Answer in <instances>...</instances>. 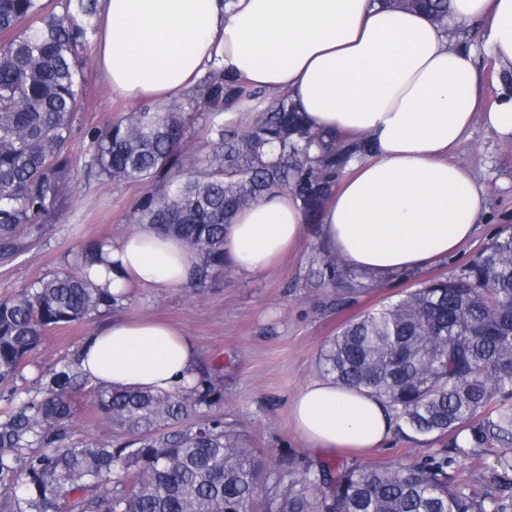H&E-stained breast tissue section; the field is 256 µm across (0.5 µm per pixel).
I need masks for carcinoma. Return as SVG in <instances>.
<instances>
[{
  "instance_id": "1",
  "label": "carcinoma",
  "mask_w": 512,
  "mask_h": 512,
  "mask_svg": "<svg viewBox=\"0 0 512 512\" xmlns=\"http://www.w3.org/2000/svg\"><path fill=\"white\" fill-rule=\"evenodd\" d=\"M448 26L447 0H401ZM60 12H55V8ZM100 0H0V258L26 252L45 219L64 207L77 162L70 153L82 106V52L98 33ZM265 92L223 70L199 81L188 106L140 108L87 130L84 171L141 186L130 215L180 239L196 255L187 287L229 269L224 229L273 191L300 201L319 223L366 138L338 142L312 130L286 97L240 124L200 113L210 144L185 161L190 120L200 104L228 112ZM97 243L69 267L0 297V385L21 376L51 327L79 322L127 300L84 272ZM376 277L339 257H311L310 287L332 288L351 306ZM320 371L366 389L394 409L396 430L446 445L424 462L398 466L325 463L316 470L264 469L240 432L202 415L223 396L203 369L185 393L97 386L115 444L74 442L71 394L84 384L77 364L55 372L39 400L0 421L4 512H512V483L465 485L448 469L460 456L502 449L512 469V233L503 230L458 273L436 276L396 302L348 320L321 349Z\"/></svg>"
}]
</instances>
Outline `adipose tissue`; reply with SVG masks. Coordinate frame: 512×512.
I'll list each match as a JSON object with an SVG mask.
<instances>
[{"label": "adipose tissue", "mask_w": 512, "mask_h": 512, "mask_svg": "<svg viewBox=\"0 0 512 512\" xmlns=\"http://www.w3.org/2000/svg\"><path fill=\"white\" fill-rule=\"evenodd\" d=\"M95 55L113 92L150 107L183 98L213 68L272 97L288 96L307 124L371 151L332 191L318 226L325 253L379 276L425 267L476 235L482 185L449 159L474 123L512 139V97H483L475 52L446 29L487 28L502 71H512V0H448V24L398 0H101ZM299 201L272 192L224 231L238 273L268 271L302 246ZM196 262L178 239L138 224L100 242L91 274L112 293L182 287ZM81 367L94 383L179 392L197 380L193 339L150 318L119 319L88 336ZM288 417L306 448L389 447L394 411L364 390L314 379Z\"/></svg>", "instance_id": "1"}]
</instances>
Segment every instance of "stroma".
Returning <instances> with one entry per match:
<instances>
[{"instance_id": "35a3bbf8", "label": "stroma", "mask_w": 512, "mask_h": 512, "mask_svg": "<svg viewBox=\"0 0 512 512\" xmlns=\"http://www.w3.org/2000/svg\"><path fill=\"white\" fill-rule=\"evenodd\" d=\"M84 59L83 105L71 141V151L80 161L87 152L85 129L125 117L132 109L101 79L94 51H86ZM455 155L483 185L487 210L477 234L448 261L417 271L411 281L383 279L367 289L357 305L339 310L324 306V291L306 285L314 246L310 240L258 276L230 270L199 291L184 287L137 291L124 307L46 331L11 386L10 398L0 399V421L34 399L55 371L76 360L86 336L115 319L152 317L176 325L193 339L201 367L218 366L224 396L212 413L240 431L262 463L284 471L291 465L355 462L359 458L352 453L311 454L288 421V405L305 383L320 377L319 353L348 319L399 299L418 281L457 272L503 228L512 227V140L495 136L478 122ZM141 194L138 187L77 176L70 208L53 217L43 238L15 259H0V297L61 269L69 253L86 242L129 231L128 216ZM73 398L74 440H116L111 424L99 416L91 387L77 391ZM440 450L437 443L397 437L390 447L361 459L373 465H399L426 460Z\"/></svg>"}]
</instances>
